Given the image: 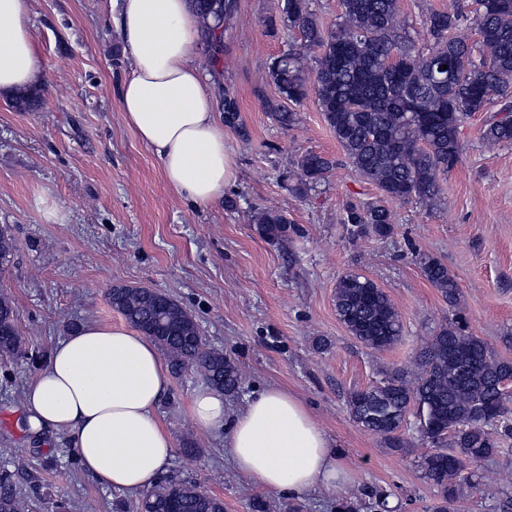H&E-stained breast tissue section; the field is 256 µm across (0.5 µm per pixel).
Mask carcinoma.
Wrapping results in <instances>:
<instances>
[{
  "label": "carcinoma",
  "instance_id": "obj_1",
  "mask_svg": "<svg viewBox=\"0 0 512 512\" xmlns=\"http://www.w3.org/2000/svg\"><path fill=\"white\" fill-rule=\"evenodd\" d=\"M399 0H341L336 27L327 29L307 0H284L283 21L301 42L275 57L267 77L278 97L265 103L281 128L300 123L297 104L313 93L324 119L352 169L375 184L381 198L345 211L342 224L351 240L393 234L388 201L414 202L432 209L442 175L459 161V128L492 102L498 113L482 129L486 142L512 144V0H471L478 39L463 33L462 10L433 11L424 21L426 44L418 46L399 21ZM203 21L205 38L215 36L236 0H191ZM318 49L313 77L304 70L308 50ZM224 125L239 126L237 100L224 92ZM335 161L314 151L296 163L291 191L313 190ZM252 222L268 242L286 247L300 229L288 214L257 208ZM16 242L0 225V263L12 264ZM418 263L426 280L448 304L459 286L448 266L422 253ZM335 307L351 336L381 350L402 337L399 315L383 288L370 278L348 273L336 282ZM108 302L132 327L151 338L178 374L187 367L228 397L242 385L238 364L205 343L194 315L170 295L152 288L114 286ZM13 299L0 291V357L23 352ZM512 360L496 356L487 343L450 324L421 349L412 368L397 369L382 382L350 393L347 404L365 430L399 445L398 432L416 410L418 433L431 451L420 461L438 489L428 512H456V503L476 474L468 464L494 455L512 440ZM0 512H28L10 476L0 474ZM135 512H224V501L199 492L191 480H169L141 494Z\"/></svg>",
  "mask_w": 512,
  "mask_h": 512
}]
</instances>
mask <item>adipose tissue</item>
I'll return each instance as SVG.
<instances>
[{
    "label": "adipose tissue",
    "mask_w": 512,
    "mask_h": 512,
    "mask_svg": "<svg viewBox=\"0 0 512 512\" xmlns=\"http://www.w3.org/2000/svg\"><path fill=\"white\" fill-rule=\"evenodd\" d=\"M131 59L119 87L124 118L160 160L167 182L195 205L224 195L228 160L208 78L194 60L202 24L189 0H119ZM41 72L29 0H0V96L37 84ZM169 383L146 336L88 323L63 337L28 382L24 410L33 435L67 434L82 471L127 492L149 489L172 457V438L155 410ZM197 426L224 434L238 472L258 486L300 496L351 481L340 453L305 405L269 387L228 415L223 394L199 388Z\"/></svg>",
    "instance_id": "1"
}]
</instances>
